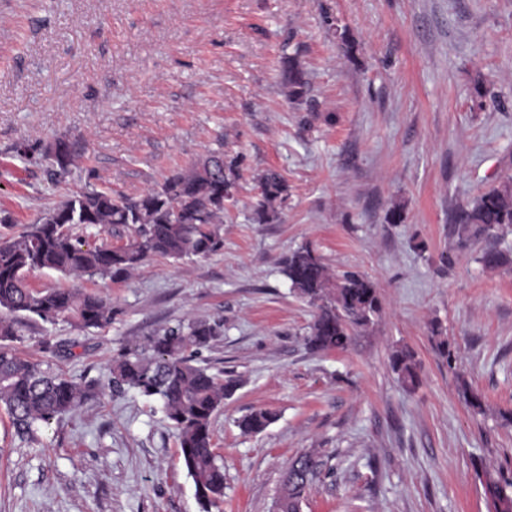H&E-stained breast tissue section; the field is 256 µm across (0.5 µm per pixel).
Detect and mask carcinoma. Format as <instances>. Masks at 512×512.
<instances>
[{"label":"carcinoma","instance_id":"1","mask_svg":"<svg viewBox=\"0 0 512 512\" xmlns=\"http://www.w3.org/2000/svg\"><path fill=\"white\" fill-rule=\"evenodd\" d=\"M282 79L289 99L299 100L307 93L305 72L294 59L288 60ZM79 152L76 142L58 138L43 149L40 162L59 176L68 171ZM240 163L239 156L215 150L136 198L92 188L45 209L29 224L14 223L7 212L0 217V409L8 414L20 439L34 440L39 424L78 409L96 385H82L44 369L9 342L21 335L23 327L38 321L69 322L80 330L112 323V304L102 296L64 288L36 291L29 287L27 273L48 269L65 276L120 280L152 256L180 261L218 251L223 246L224 202L236 189ZM258 183L260 199L254 219L265 224L277 218L288 199V183L272 168L258 176ZM453 221V232L464 243L512 231V177L473 204L461 206ZM91 227L123 232L126 241L91 244L82 235ZM478 261L486 269L509 263L506 253L494 246L483 249ZM281 269L291 290L316 309L305 338L313 351L346 348L353 333L369 326L381 312L373 281L357 272L331 271L308 246L284 256ZM222 335L218 322L180 321L160 336L121 350L110 370L112 391L132 389L162 402L165 418L177 431L180 459L203 512L224 497V466L212 449L213 419L241 383L231 372L220 376L197 363V355ZM392 366L405 385H418L419 368L411 351H396ZM459 392L470 408L479 413L484 410L481 395L467 382H461ZM275 420V414L260 409L241 417L237 424L245 434H259ZM327 466L328 460L319 453L294 459L283 481L279 512H297V503L306 498ZM509 487L512 482H486L485 494L493 512H512Z\"/></svg>","mask_w":512,"mask_h":512}]
</instances>
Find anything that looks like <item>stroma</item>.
Returning a JSON list of instances; mask_svg holds the SVG:
<instances>
[{"mask_svg": "<svg viewBox=\"0 0 512 512\" xmlns=\"http://www.w3.org/2000/svg\"><path fill=\"white\" fill-rule=\"evenodd\" d=\"M289 57L309 80L299 104L281 84ZM59 137L82 146L60 177L12 152ZM217 148L243 157L220 251L155 256L118 282L29 274L101 294L113 315L15 341L97 388L31 442L0 409V512H203L160 402L109 384L121 349L181 320L221 322L198 362L243 378L213 420L226 488L210 512H275L312 450L331 474L302 512H489L485 481L512 480V264L483 269L452 224L512 175V0H0V209L17 223L86 188L138 195ZM269 168L289 194L259 224ZM301 245L379 289V317L346 350L305 343L314 309L279 264ZM402 348L419 364L411 391L391 367ZM255 409L275 422L241 434Z\"/></svg>", "mask_w": 512, "mask_h": 512, "instance_id": "35a3bbf8", "label": "stroma"}]
</instances>
